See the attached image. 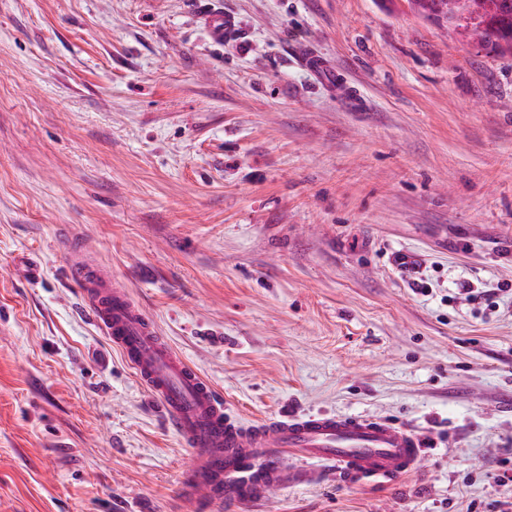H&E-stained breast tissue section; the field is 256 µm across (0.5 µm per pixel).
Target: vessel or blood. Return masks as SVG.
I'll use <instances>...</instances> for the list:
<instances>
[{
    "mask_svg": "<svg viewBox=\"0 0 512 512\" xmlns=\"http://www.w3.org/2000/svg\"><path fill=\"white\" fill-rule=\"evenodd\" d=\"M204 20L217 43L236 27L216 10L206 11ZM69 273L83 288L92 320L192 448L181 483L192 512L226 500L264 499L282 482V464L292 456L335 464L340 480L359 486L407 476L422 458V438L382 418L317 412L242 427L225 412L213 384L160 336L116 279L83 260L73 261Z\"/></svg>",
    "mask_w": 512,
    "mask_h": 512,
    "instance_id": "obj_1",
    "label": "vessel or blood"
}]
</instances>
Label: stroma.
Wrapping results in <instances>:
<instances>
[{
  "label": "stroma",
  "mask_w": 512,
  "mask_h": 512,
  "mask_svg": "<svg viewBox=\"0 0 512 512\" xmlns=\"http://www.w3.org/2000/svg\"><path fill=\"white\" fill-rule=\"evenodd\" d=\"M76 246L242 426L428 445L391 488L322 467L210 512H512V54L405 0H0V512H189ZM205 26L210 33L212 40L215 43H220L224 40V34L231 33L235 27V21L223 12L216 10H207L203 14Z\"/></svg>",
  "instance_id": "obj_1"
}]
</instances>
